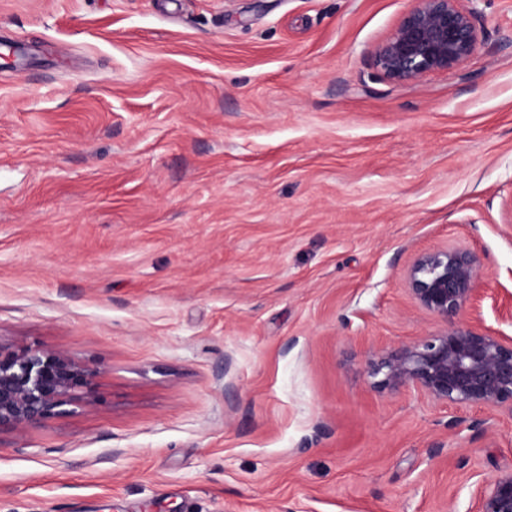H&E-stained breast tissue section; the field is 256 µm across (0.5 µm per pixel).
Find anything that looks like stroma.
I'll list each match as a JSON object with an SVG mask.
<instances>
[{
  "label": "stroma",
  "mask_w": 512,
  "mask_h": 512,
  "mask_svg": "<svg viewBox=\"0 0 512 512\" xmlns=\"http://www.w3.org/2000/svg\"><path fill=\"white\" fill-rule=\"evenodd\" d=\"M397 84L411 0H0V347L100 373L0 437V512H474L512 416L373 387L438 333L419 253L465 247L463 321L512 336V0Z\"/></svg>",
  "instance_id": "stroma-1"
}]
</instances>
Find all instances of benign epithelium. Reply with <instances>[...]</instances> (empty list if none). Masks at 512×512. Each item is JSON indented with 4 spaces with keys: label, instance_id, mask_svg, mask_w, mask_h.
Listing matches in <instances>:
<instances>
[{
    "label": "benign epithelium",
    "instance_id": "obj_1",
    "mask_svg": "<svg viewBox=\"0 0 512 512\" xmlns=\"http://www.w3.org/2000/svg\"><path fill=\"white\" fill-rule=\"evenodd\" d=\"M394 32L372 56L378 75L417 82L463 65L481 33L461 0H412ZM479 258L464 248L417 255L406 290L444 329L376 353L367 363L374 386L398 394L413 390L457 410L505 409L512 414V337L461 321L480 295ZM99 371L47 347L0 348V433L40 427L95 403ZM474 512H512V472L473 484Z\"/></svg>",
    "mask_w": 512,
    "mask_h": 512
}]
</instances>
